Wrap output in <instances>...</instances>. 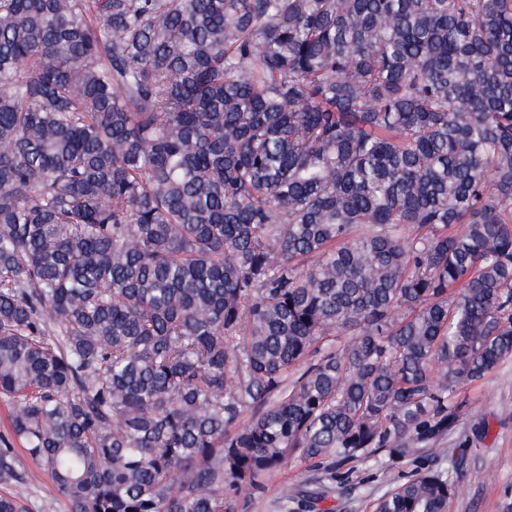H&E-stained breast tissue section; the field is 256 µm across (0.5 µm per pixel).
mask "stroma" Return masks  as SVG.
Here are the masks:
<instances>
[{
  "instance_id": "35a3bbf8",
  "label": "stroma",
  "mask_w": 512,
  "mask_h": 512,
  "mask_svg": "<svg viewBox=\"0 0 512 512\" xmlns=\"http://www.w3.org/2000/svg\"><path fill=\"white\" fill-rule=\"evenodd\" d=\"M462 394L468 405L456 433L442 445L444 454L458 467V493L449 502L448 512H501L503 491L512 488V361L482 381L463 386ZM20 462L31 478L9 487V494L28 512H67L48 474L28 457H21ZM411 469L408 463L382 469L356 463L358 484L333 488L325 506L330 512H371L374 500L400 483ZM314 475L311 462L292 456L272 476L264 494L240 497L238 512H279L281 488L306 487Z\"/></svg>"
}]
</instances>
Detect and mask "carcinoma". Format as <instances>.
<instances>
[{
  "label": "carcinoma",
  "instance_id": "1",
  "mask_svg": "<svg viewBox=\"0 0 512 512\" xmlns=\"http://www.w3.org/2000/svg\"><path fill=\"white\" fill-rule=\"evenodd\" d=\"M509 360L512 0H0V485L236 512L409 459L372 512H448ZM315 473L311 462L294 455L287 466L272 476L264 494L242 495L236 512H280L278 498L281 488L284 486H288L289 489L306 487Z\"/></svg>",
  "mask_w": 512,
  "mask_h": 512
}]
</instances>
